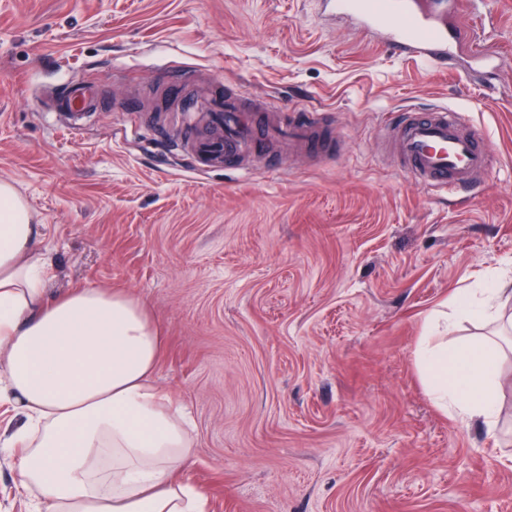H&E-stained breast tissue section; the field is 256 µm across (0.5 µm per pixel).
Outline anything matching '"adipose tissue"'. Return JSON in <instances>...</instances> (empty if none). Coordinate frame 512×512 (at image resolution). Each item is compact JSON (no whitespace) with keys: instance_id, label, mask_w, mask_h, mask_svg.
<instances>
[{"instance_id":"obj_1","label":"adipose tissue","mask_w":512,"mask_h":512,"mask_svg":"<svg viewBox=\"0 0 512 512\" xmlns=\"http://www.w3.org/2000/svg\"><path fill=\"white\" fill-rule=\"evenodd\" d=\"M33 221L0 181V403L22 419L10 438L33 512H208L185 476L194 459L187 412L154 376L162 349L146 305L121 288L50 295ZM499 288L458 294L461 318L500 319ZM501 347L449 326L422 336L426 392L444 413L487 430L499 422Z\"/></svg>"}]
</instances>
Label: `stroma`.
Returning <instances> with one entry per match:
<instances>
[{
	"instance_id": "1",
	"label": "stroma",
	"mask_w": 512,
	"mask_h": 512,
	"mask_svg": "<svg viewBox=\"0 0 512 512\" xmlns=\"http://www.w3.org/2000/svg\"><path fill=\"white\" fill-rule=\"evenodd\" d=\"M460 2L442 72L323 0H0V181L44 226L50 293L124 288L158 323L209 512H512V353L494 434L439 413L415 355L453 294L512 274V0ZM483 45L496 69L467 68ZM194 78L317 112L333 152L198 168L180 126L150 130ZM72 80L100 110L42 111ZM409 105L484 129L489 179L401 173L383 139Z\"/></svg>"
}]
</instances>
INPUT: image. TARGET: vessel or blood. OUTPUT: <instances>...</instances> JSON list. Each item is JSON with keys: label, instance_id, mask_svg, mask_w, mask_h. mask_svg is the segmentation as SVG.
Segmentation results:
<instances>
[{"label": "vessel or blood", "instance_id": "vessel-or-blood-1", "mask_svg": "<svg viewBox=\"0 0 512 512\" xmlns=\"http://www.w3.org/2000/svg\"><path fill=\"white\" fill-rule=\"evenodd\" d=\"M326 4L332 14L352 18L364 31L381 35L397 53L441 68L458 57L462 34L447 20L446 0H326ZM186 99L185 147L196 165L247 171L258 145L249 105L238 94L218 92L206 82L197 83ZM51 109L75 115L96 111V91L88 85H60ZM266 135L292 154L319 157L333 147L323 124L310 112L273 114ZM387 137L401 169L425 186L448 191L471 186L491 168L485 132L463 124L460 112L447 106L423 112L399 109Z\"/></svg>", "mask_w": 512, "mask_h": 512}]
</instances>
